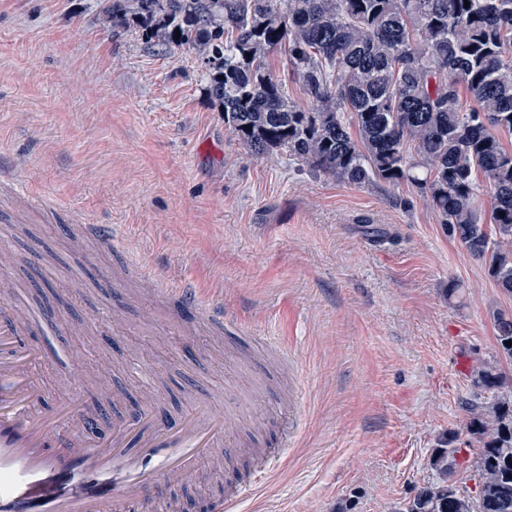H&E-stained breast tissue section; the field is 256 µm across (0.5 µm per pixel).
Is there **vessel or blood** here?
Wrapping results in <instances>:
<instances>
[{
    "mask_svg": "<svg viewBox=\"0 0 512 512\" xmlns=\"http://www.w3.org/2000/svg\"><path fill=\"white\" fill-rule=\"evenodd\" d=\"M71 221L82 237L104 244L119 238L111 225L87 223L83 215ZM154 284L191 332H227L223 296L202 298L183 281L158 278ZM32 322L27 305L0 308V512H154L161 484L203 479L202 463L227 451L226 417L205 391L196 392L191 407L174 419L161 415L155 396L145 394L142 410L105 434L92 425L83 399L92 380L80 375L70 397L36 412L45 392L30 368L46 353L25 339ZM238 355L257 375L283 381L278 364L250 345H241ZM246 493L242 487L210 498L206 512H237Z\"/></svg>",
    "mask_w": 512,
    "mask_h": 512,
    "instance_id": "vessel-or-blood-1",
    "label": "vessel or blood"
}]
</instances>
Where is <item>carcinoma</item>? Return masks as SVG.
I'll list each match as a JSON object with an SVG mask.
<instances>
[{
	"instance_id": "1",
	"label": "carcinoma",
	"mask_w": 512,
	"mask_h": 512,
	"mask_svg": "<svg viewBox=\"0 0 512 512\" xmlns=\"http://www.w3.org/2000/svg\"><path fill=\"white\" fill-rule=\"evenodd\" d=\"M102 21L193 52L224 125L252 153L286 151L353 185L412 186L512 293V0H111ZM277 48L310 106L269 66ZM489 314L512 360V315ZM472 375L493 394L466 424L482 444L481 499L455 488L468 465L444 443L430 458L437 478L394 512H512V400L500 395L512 380L497 358Z\"/></svg>"
}]
</instances>
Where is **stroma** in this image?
<instances>
[{
	"label": "stroma",
	"instance_id": "stroma-1",
	"mask_svg": "<svg viewBox=\"0 0 512 512\" xmlns=\"http://www.w3.org/2000/svg\"><path fill=\"white\" fill-rule=\"evenodd\" d=\"M105 3L0 0V167L45 202L30 211L36 250L65 259L43 268L52 316L32 340L49 359L35 376L57 399L95 361L86 398L122 385L123 415L140 410L144 385L172 416L206 386L241 417L239 478L254 474L256 449L278 456L239 512H393L432 480L440 439L469 442L482 396L470 368L496 356L488 310L512 313V296L414 189L252 154L208 100L200 60L104 26ZM72 211L120 225L122 239L73 245ZM131 255L223 293L241 335L278 337L298 372L290 402L237 392L228 341L195 346L160 299L143 319L135 283L116 282Z\"/></svg>",
	"mask_w": 512,
	"mask_h": 512
}]
</instances>
